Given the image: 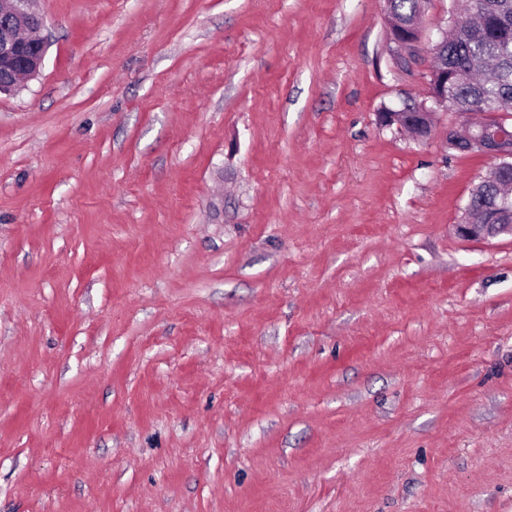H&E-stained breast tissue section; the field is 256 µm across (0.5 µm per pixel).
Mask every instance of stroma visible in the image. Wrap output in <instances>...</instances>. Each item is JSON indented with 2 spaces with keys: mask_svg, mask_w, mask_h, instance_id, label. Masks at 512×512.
<instances>
[{
  "mask_svg": "<svg viewBox=\"0 0 512 512\" xmlns=\"http://www.w3.org/2000/svg\"><path fill=\"white\" fill-rule=\"evenodd\" d=\"M384 0H36L0 95V512H512V238ZM426 112H397L394 109H385L383 112L378 113V121L381 125L391 126L397 124L401 130L409 133L416 140L430 139L437 128L438 112H435L434 107H427L423 103ZM410 129H415L417 132L412 134Z\"/></svg>",
  "mask_w": 512,
  "mask_h": 512,
  "instance_id": "35a3bbf8",
  "label": "stroma"
}]
</instances>
